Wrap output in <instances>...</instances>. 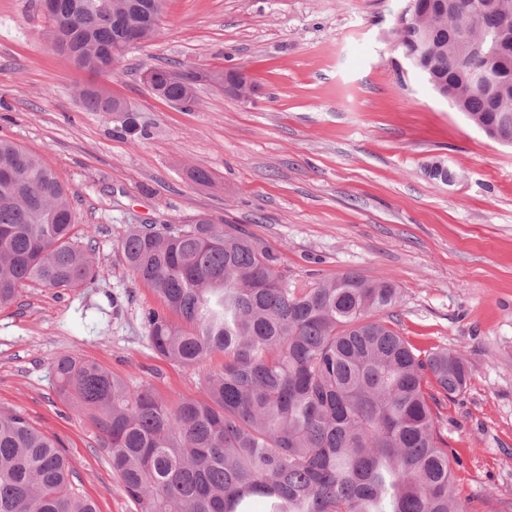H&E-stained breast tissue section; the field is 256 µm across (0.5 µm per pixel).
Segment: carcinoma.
I'll list each match as a JSON object with an SVG mask.
<instances>
[{
	"label": "carcinoma",
	"mask_w": 512,
	"mask_h": 512,
	"mask_svg": "<svg viewBox=\"0 0 512 512\" xmlns=\"http://www.w3.org/2000/svg\"><path fill=\"white\" fill-rule=\"evenodd\" d=\"M53 45L90 73L110 72L135 36L157 34L152 0H59ZM471 0L433 15L423 50L407 25L402 50L413 72L448 89V103L512 143V68L498 60L497 0L483 18ZM474 51L461 54L458 43ZM163 100L191 103L200 76L162 67ZM492 72L496 84L472 82ZM90 112L120 98L85 88ZM0 307L31 284L78 288L101 270L73 240L66 189L40 156L0 140ZM126 264L160 297L144 314L155 354L184 367L224 356L202 396L132 389L79 355L53 365L56 390L90 414L100 447L137 512H473L454 493L456 457L439 424L443 402L462 396L471 367L459 351L417 355L382 313L394 282L348 271L309 288L278 273L279 255L230 226L200 218L161 230L134 228L120 243ZM58 440L23 415L0 411V512H96L82 496Z\"/></svg>",
	"instance_id": "carcinoma-1"
}]
</instances>
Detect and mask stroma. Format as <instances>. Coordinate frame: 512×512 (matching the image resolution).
I'll return each mask as SVG.
<instances>
[{
    "mask_svg": "<svg viewBox=\"0 0 512 512\" xmlns=\"http://www.w3.org/2000/svg\"><path fill=\"white\" fill-rule=\"evenodd\" d=\"M406 0H166L157 35L112 71L78 69L47 40L38 0H0V138L37 153L66 186L76 241L101 276L32 285L0 308V410L63 446L97 512H136L87 413L57 393L65 354L130 387L199 396L205 372L152 351L142 314L160 299L127 267L129 227L234 225L281 258L289 285L355 271L398 284L389 312L417 351H462L473 376L440 431L461 461L459 500L512 512V146L488 138L390 50ZM238 68L252 102L200 83L191 109L154 96L149 65ZM93 86L127 101L84 110ZM440 162L454 183L428 177ZM207 171L209 184L194 170Z\"/></svg>",
    "mask_w": 512,
    "mask_h": 512,
    "instance_id": "obj_1",
    "label": "stroma"
}]
</instances>
